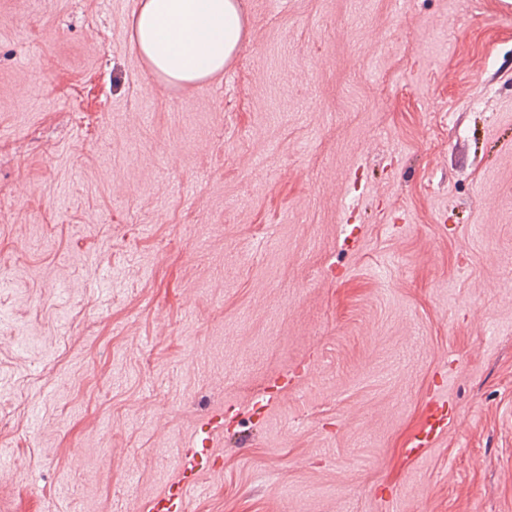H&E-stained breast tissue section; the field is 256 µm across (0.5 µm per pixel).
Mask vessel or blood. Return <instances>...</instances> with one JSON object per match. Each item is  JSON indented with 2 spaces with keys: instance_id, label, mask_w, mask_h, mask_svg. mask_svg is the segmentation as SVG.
<instances>
[{
  "instance_id": "1",
  "label": "vessel or blood",
  "mask_w": 512,
  "mask_h": 512,
  "mask_svg": "<svg viewBox=\"0 0 512 512\" xmlns=\"http://www.w3.org/2000/svg\"><path fill=\"white\" fill-rule=\"evenodd\" d=\"M448 428L443 406H430L424 428L413 439L414 448H426ZM212 425L197 432L192 447L181 449L179 478L167 490L153 499L151 512H186L190 494L197 488L201 475L213 469L220 460L211 449Z\"/></svg>"
}]
</instances>
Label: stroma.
Wrapping results in <instances>:
<instances>
[{
	"instance_id": "obj_1",
	"label": "stroma",
	"mask_w": 512,
	"mask_h": 512,
	"mask_svg": "<svg viewBox=\"0 0 512 512\" xmlns=\"http://www.w3.org/2000/svg\"><path fill=\"white\" fill-rule=\"evenodd\" d=\"M240 4L0 0V512H512V0ZM245 32L237 0H141L131 22L141 56L173 84L197 83L223 71ZM448 424L449 418L444 414V405H430L426 424L424 428L415 435L412 450L428 448L432 441L446 432ZM214 418L197 432L191 448H181L178 466L179 479L153 499L152 512H185L190 494L197 488L200 476L213 469L220 456L211 450Z\"/></svg>"
}]
</instances>
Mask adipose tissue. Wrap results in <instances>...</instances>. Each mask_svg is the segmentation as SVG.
<instances>
[{
  "label": "adipose tissue",
  "instance_id": "adipose-tissue-1",
  "mask_svg": "<svg viewBox=\"0 0 512 512\" xmlns=\"http://www.w3.org/2000/svg\"><path fill=\"white\" fill-rule=\"evenodd\" d=\"M237 0H140L132 41L152 71L173 84L223 71L244 38Z\"/></svg>",
  "mask_w": 512,
  "mask_h": 512
}]
</instances>
